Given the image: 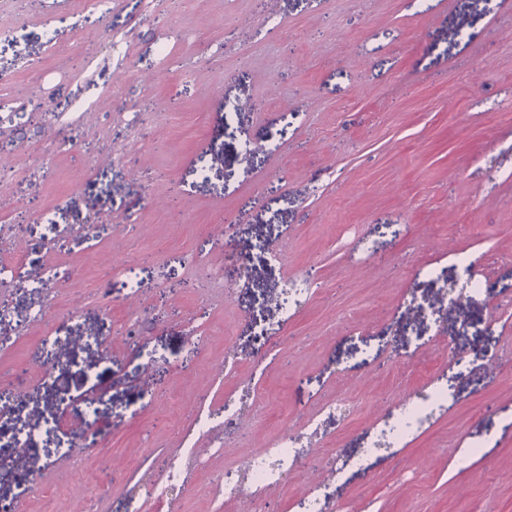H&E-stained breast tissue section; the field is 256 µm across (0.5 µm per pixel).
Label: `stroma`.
<instances>
[{
	"mask_svg": "<svg viewBox=\"0 0 512 512\" xmlns=\"http://www.w3.org/2000/svg\"><path fill=\"white\" fill-rule=\"evenodd\" d=\"M1 103L0 512H224L286 430L267 512H512V0H0ZM428 405L425 403H412L406 407L405 412L400 419L394 423L388 430L384 429L383 434L389 436L391 443H399L414 431L421 423Z\"/></svg>",
	"mask_w": 512,
	"mask_h": 512,
	"instance_id": "1",
	"label": "stroma"
}]
</instances>
